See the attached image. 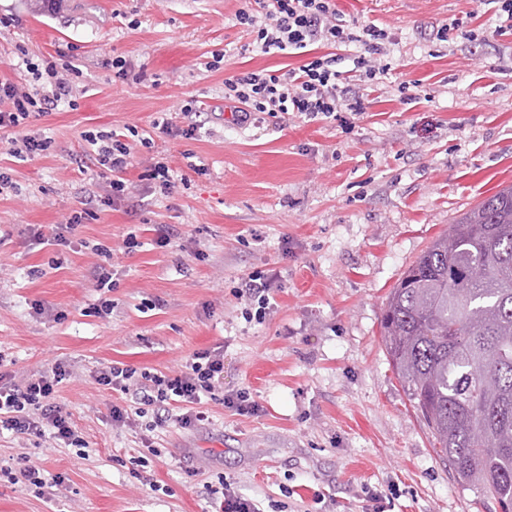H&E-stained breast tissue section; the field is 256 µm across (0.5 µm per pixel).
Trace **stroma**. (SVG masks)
<instances>
[{"label": "stroma", "instance_id": "obj_1", "mask_svg": "<svg viewBox=\"0 0 512 512\" xmlns=\"http://www.w3.org/2000/svg\"><path fill=\"white\" fill-rule=\"evenodd\" d=\"M250 3L0 0V15L14 20L0 27V79L23 81L25 54L78 69L75 106L30 124L52 138L49 152L14 157L12 130H0V168L17 183L0 198V375L69 365L57 402L89 444L82 458L0 434V462L37 465L66 483L64 494L38 498L2 482L0 512H212L205 486L220 473L264 512H363L370 491L383 494L386 512L497 510L436 454L389 364L381 318L431 243L512 184V32L494 35L486 0H337L347 23L398 37L364 112L231 123L225 78L309 59L248 51L235 15ZM471 13L492 38L437 40L443 24ZM116 57L125 74L113 69ZM186 104L200 112V131L156 138L155 149L189 186L152 193L137 162L129 196L102 207L112 174L83 132H148ZM192 162L204 174L189 173ZM87 200L99 219L56 244V225ZM162 225L174 245H156ZM132 234L141 246L127 254L120 246ZM102 247L112 252L108 289L89 277ZM256 270L277 287L265 321L250 324L232 291ZM102 299L111 315H90ZM214 348L225 392L248 389L259 414L211 401L209 422L190 431H149L141 418L113 427L121 395L95 381L98 369L176 372ZM146 440L162 456L140 470L131 458Z\"/></svg>", "mask_w": 512, "mask_h": 512}]
</instances>
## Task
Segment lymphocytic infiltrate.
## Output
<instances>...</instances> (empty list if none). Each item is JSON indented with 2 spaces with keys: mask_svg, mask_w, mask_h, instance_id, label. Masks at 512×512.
<instances>
[{
  "mask_svg": "<svg viewBox=\"0 0 512 512\" xmlns=\"http://www.w3.org/2000/svg\"><path fill=\"white\" fill-rule=\"evenodd\" d=\"M236 21L251 34L252 50L274 54L304 49L312 54L305 64L283 74L262 69L226 78L224 97L239 104L243 123L258 112L284 123L292 113L311 120L364 111L365 93L390 71L391 48L397 43L395 34L375 23L360 27L346 24L336 0H266L262 9L240 10ZM344 52L352 64L349 77L336 68ZM22 63L28 81H0V128H23L22 136L11 139L10 151L17 157L34 158L49 151L53 141L30 130L28 124L59 104L72 103L76 69L68 64L43 67L29 57ZM83 137L93 146L96 162L112 174L109 203L123 201L129 189L125 174L135 149L151 147L152 137L140 135L134 126L123 134L96 130L84 132ZM273 285L266 274L253 272L234 288L245 321H265L272 306ZM71 375L67 366L57 363L47 371L0 385V432L44 437L67 448H87L81 431L56 401L61 384ZM223 380L224 355L210 349L194 352L184 368L173 374L115 362L96 377L98 384L127 400L126 406H113V425H125L133 416H146L153 429L171 421L184 429L203 424L209 416L201 405L209 400L241 415L260 412V405L247 389L223 394ZM177 404L182 407L178 414L173 411Z\"/></svg>",
  "mask_w": 512,
  "mask_h": 512,
  "instance_id": "obj_1",
  "label": "lymphocytic infiltrate"
}]
</instances>
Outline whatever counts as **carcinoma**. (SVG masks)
<instances>
[{
  "label": "carcinoma",
  "instance_id": "obj_1",
  "mask_svg": "<svg viewBox=\"0 0 512 512\" xmlns=\"http://www.w3.org/2000/svg\"><path fill=\"white\" fill-rule=\"evenodd\" d=\"M381 325L436 453L460 482L512 510V186L409 266Z\"/></svg>",
  "mask_w": 512,
  "mask_h": 512
}]
</instances>
